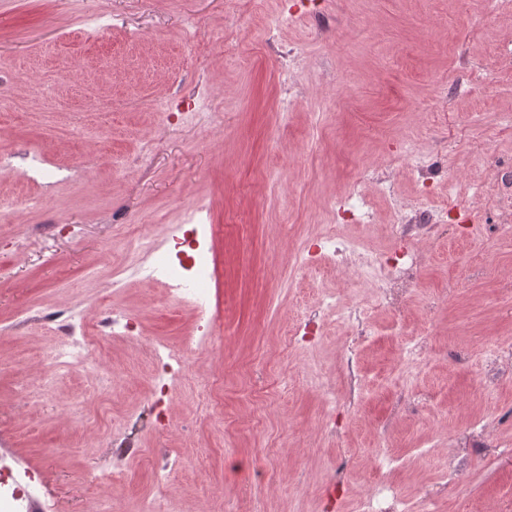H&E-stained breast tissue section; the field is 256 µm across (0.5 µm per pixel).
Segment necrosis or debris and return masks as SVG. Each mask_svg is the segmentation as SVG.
Segmentation results:
<instances>
[{"mask_svg": "<svg viewBox=\"0 0 512 512\" xmlns=\"http://www.w3.org/2000/svg\"><path fill=\"white\" fill-rule=\"evenodd\" d=\"M48 163L39 150L24 145H14L9 150L0 149V172L9 174L18 170L26 174L27 184L39 187L42 195H49L52 182L44 178ZM205 206L183 209L177 224L171 225L162 241L145 237L129 244L125 249L127 272H147L152 282L165 286L167 295L195 311L199 322L192 332L176 346L155 342L142 336L138 323L125 311L114 306L101 308L95 326H87L69 307H44L37 312H22L16 327L29 321H38L52 334L47 351L50 372L61 369L83 371L94 366L91 348L94 342L106 340L145 349L149 355L146 374L152 393L171 399L180 397L190 385L189 357L206 351L211 343L213 317L211 311L216 301L211 293L215 281L216 265L211 247L213 227L205 222ZM318 248H304L300 260L311 268L326 264L330 257L351 265L360 281L371 290L370 305L347 306L338 296L324 295L319 313L293 324L286 342L297 348L320 341L321 325L325 316L337 315L347 324L353 340L344 357L349 380L345 399L348 406L360 404L361 371L356 362V340L368 328V306L395 310L405 302L417 278V263L396 264L387 252L374 249L368 242L344 239L341 233L320 236ZM44 504L36 493L31 475L20 472L9 464L0 465V512H42Z\"/></svg>", "mask_w": 512, "mask_h": 512, "instance_id": "necrosis-or-debris-1", "label": "necrosis or debris"}]
</instances>
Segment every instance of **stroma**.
<instances>
[{
  "instance_id": "obj_1",
  "label": "stroma",
  "mask_w": 512,
  "mask_h": 512,
  "mask_svg": "<svg viewBox=\"0 0 512 512\" xmlns=\"http://www.w3.org/2000/svg\"><path fill=\"white\" fill-rule=\"evenodd\" d=\"M0 0V69L50 87L20 91L0 112L11 142L73 168L49 199L0 179L22 206L0 222V327L29 308L102 295L140 323L144 336L177 344L195 318L136 277L110 282L123 242L163 238L180 208L205 204L216 227L217 296L211 351L192 357L195 378L224 384V427L189 399L167 409L168 448L184 455L167 485L185 512H356L388 482L430 512H512V363L485 392V345L512 340V5L503 0ZM107 6V27L88 36L81 16ZM288 20L270 43L262 21ZM294 55L282 72L277 47ZM212 88L208 112L160 131L158 100ZM117 106L88 112V95ZM417 134L414 155L397 133ZM157 146L144 172L126 161ZM447 207L449 219L419 242L420 275L400 312L378 308L358 346L365 397L337 410L336 439L320 429L325 398L309 383L319 364L344 393V324L324 323L320 349L288 348L290 325L323 292L364 302L342 268L295 263L328 209L348 210L346 233L391 243L401 209ZM125 222L105 221V206ZM54 208L66 224L43 227ZM98 265L102 278L86 287ZM427 353L407 363L409 339ZM38 322L0 330V455L33 470L50 512H110L156 491L148 424L143 457L113 484L100 474L114 447L108 421L146 404L145 355L106 346L93 373L47 382ZM490 424L499 456L449 477L453 436ZM346 462L343 486L326 468Z\"/></svg>"
}]
</instances>
